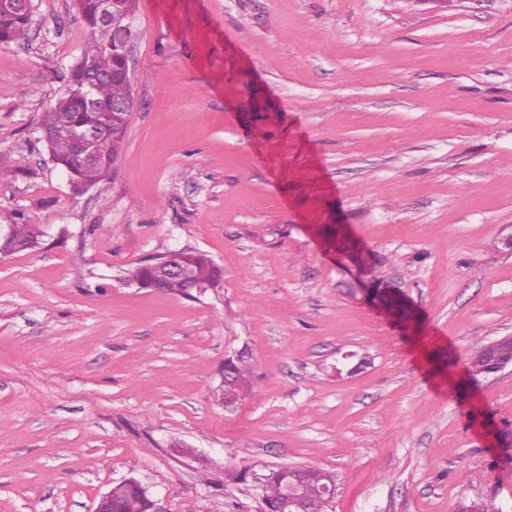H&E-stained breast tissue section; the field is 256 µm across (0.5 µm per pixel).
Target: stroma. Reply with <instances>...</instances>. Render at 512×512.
I'll use <instances>...</instances> for the list:
<instances>
[{"mask_svg": "<svg viewBox=\"0 0 512 512\" xmlns=\"http://www.w3.org/2000/svg\"><path fill=\"white\" fill-rule=\"evenodd\" d=\"M0 45V512H93L136 478L165 512H261L281 467L331 512H512V0H137L134 109L75 193L41 140L89 38L34 0ZM206 252L194 297L126 286ZM248 349L254 388L216 396ZM1 225H7L11 228L10 240L1 246V251L5 254L4 257L28 251L38 244V239L34 234V224L29 222L24 213L14 214L10 217L8 223L0 224V240H7L10 230ZM487 344L478 343L471 357L468 372L472 380H476L477 376L494 374L492 373L494 370V362L488 353ZM299 483H295L288 473V469L280 468L272 471L266 478L263 488V497L270 508H277L279 501L284 497L287 487L300 486L303 492L301 500L307 502L304 512H329L325 499L324 489L333 486L336 489V477L329 472L315 468H303ZM313 510V511H309Z\"/></svg>", "mask_w": 512, "mask_h": 512, "instance_id": "1", "label": "stroma"}]
</instances>
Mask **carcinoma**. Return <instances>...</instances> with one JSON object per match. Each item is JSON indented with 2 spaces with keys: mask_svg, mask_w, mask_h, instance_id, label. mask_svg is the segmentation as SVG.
<instances>
[{
  "mask_svg": "<svg viewBox=\"0 0 512 512\" xmlns=\"http://www.w3.org/2000/svg\"><path fill=\"white\" fill-rule=\"evenodd\" d=\"M77 18L90 30V39L82 56L69 69L68 91L50 109L43 113L40 128L48 133L44 140L52 160L65 169L74 184L94 186L107 179L114 170L126 143L132 113L123 116L112 115V103L129 102L134 108L131 88L123 81L108 78L123 60V48L115 41L112 26L99 19L96 0H73ZM31 18L0 7V43H10L25 35ZM98 130L105 135L96 140L99 156L92 167H82L76 163L77 144L75 136ZM7 226L11 228L10 240L0 246L7 256L27 251L38 244L34 225L22 213L10 217ZM186 269L184 277L156 282L150 270L140 266L134 276L141 279L143 287L161 291L186 294L188 283L209 282L222 277L221 269L203 251L190 249L183 253ZM228 369L237 381L232 394L236 398L246 397L252 389L255 364L249 357L230 360ZM494 370L487 345L478 344L471 357L468 372L471 379L488 376ZM300 486L301 500L306 502L307 512H329L324 489L336 486L335 475L319 468L308 467L302 470L299 482H294L288 469L280 468L271 472L263 488V497L271 508L278 507L287 488ZM112 507L116 512H148L149 494L136 485H119L112 490Z\"/></svg>",
  "mask_w": 512,
  "mask_h": 512,
  "instance_id": "carcinoma-1",
  "label": "carcinoma"
}]
</instances>
